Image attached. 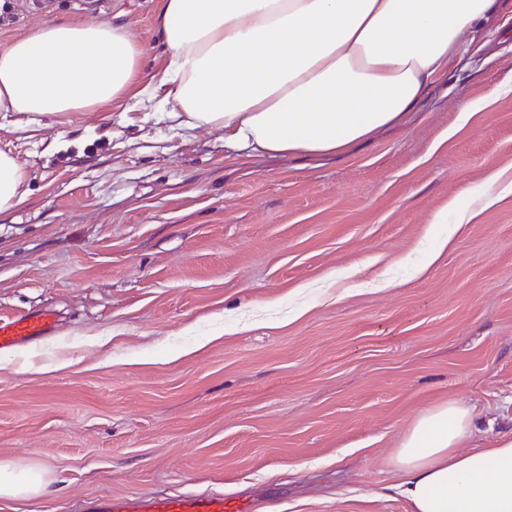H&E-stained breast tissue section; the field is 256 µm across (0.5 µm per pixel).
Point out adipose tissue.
I'll return each instance as SVG.
<instances>
[{
  "mask_svg": "<svg viewBox=\"0 0 512 512\" xmlns=\"http://www.w3.org/2000/svg\"><path fill=\"white\" fill-rule=\"evenodd\" d=\"M498 0H157L166 62L123 25L44 24L0 48V112L32 132L133 97L176 129L223 131L255 157L338 156L403 124ZM27 172L0 150V214L26 201ZM470 410L437 405L393 454L412 512H512V437L466 450ZM42 473L0 464V497Z\"/></svg>",
  "mask_w": 512,
  "mask_h": 512,
  "instance_id": "1",
  "label": "adipose tissue"
}]
</instances>
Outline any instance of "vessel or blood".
Instances as JSON below:
<instances>
[{
	"label": "vessel or blood",
	"instance_id": "vessel-or-blood-1",
	"mask_svg": "<svg viewBox=\"0 0 512 512\" xmlns=\"http://www.w3.org/2000/svg\"><path fill=\"white\" fill-rule=\"evenodd\" d=\"M57 325L48 311L25 312L0 319V353L50 336ZM247 500L224 495L223 491H186L155 497H104L93 501L90 512H252Z\"/></svg>",
	"mask_w": 512,
	"mask_h": 512
}]
</instances>
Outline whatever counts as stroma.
I'll return each instance as SVG.
<instances>
[{"label": "stroma", "instance_id": "35a3bbf8", "mask_svg": "<svg viewBox=\"0 0 512 512\" xmlns=\"http://www.w3.org/2000/svg\"><path fill=\"white\" fill-rule=\"evenodd\" d=\"M84 18L162 66L154 0H0V46ZM126 106L0 128L29 175L0 217V319L58 317L0 354V461L47 482L0 512L215 489L257 512H411L393 452L426 411L469 408L479 447L512 435V192L476 194L492 170L512 183L511 11L404 126L336 157L249 158ZM453 199L477 212L454 232Z\"/></svg>", "mask_w": 512, "mask_h": 512}]
</instances>
